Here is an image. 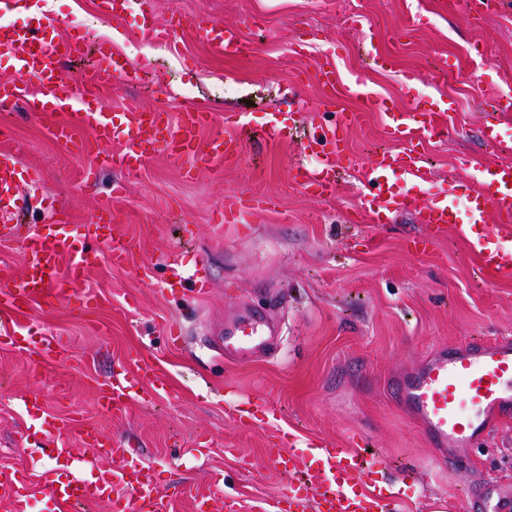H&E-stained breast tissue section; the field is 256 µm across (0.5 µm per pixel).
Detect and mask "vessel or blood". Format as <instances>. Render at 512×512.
<instances>
[{"label": "vessel or blood", "instance_id": "obj_1", "mask_svg": "<svg viewBox=\"0 0 512 512\" xmlns=\"http://www.w3.org/2000/svg\"><path fill=\"white\" fill-rule=\"evenodd\" d=\"M21 9L29 12V22L21 27L1 25L0 47L13 51L19 74L42 89L54 110L75 111L79 122L91 129L98 141L123 145V152L107 156V163L129 170L153 150L180 162L189 174L204 163L240 157L242 146L234 136L201 138L200 131L208 124L209 116L195 107L186 109L175 123L164 113L145 108L127 109L116 121L106 108L85 109L79 85L131 83L137 78L136 68L121 60L119 54L104 49L92 69L82 79H74L61 66L74 46L57 38L55 20L39 10L36 0H0L1 14ZM196 30L215 52L244 54L249 50L238 28L221 21L199 22ZM315 77L327 102L335 103L340 93L335 64H318ZM490 108L480 135L492 154L491 160L464 159L463 175L425 200L420 192L431 184L432 171L412 143L421 134L440 132L442 123L452 122L456 103L449 98L433 107L420 101L404 110L384 107L391 137L405 142L407 148L382 153L373 161L371 188L360 196L359 206L378 224L387 223L390 214L411 213L418 223L434 231L461 233L477 252L483 274L491 280L512 272V164L504 160L512 153V135L504 133L497 121L499 115L512 112V95L495 96ZM362 119V113L344 111L336 127H323L309 136L306 148L318 165L312 169L298 167L303 188L322 195L335 191L347 160L344 134ZM17 167L12 153L0 151L1 242L14 238L15 222L27 207L19 190ZM458 199L469 203L473 223H459L454 205ZM490 212L497 217L499 228L487 224ZM68 223L62 212L51 211L41 230L26 239L23 274L0 271V314L18 319L32 303H50L61 294L75 291L100 253H107L114 264L126 262L127 248L113 236L110 225H101L98 246L92 249L85 236L67 232ZM64 259L69 262L65 269L60 266ZM278 336L267 309L248 306L240 317L213 331L210 346L219 353L252 357L275 350ZM23 344L29 354L39 357H61L66 350L61 339L44 336L30 325L23 328ZM158 382L157 375L146 368L135 376L112 377L100 388L99 405L113 414L125 413L128 402L139 397L142 384L154 388ZM390 393L421 425L431 445L438 448V461L457 465L462 451L475 447L499 422L512 418V336L438 349L418 367L394 377ZM78 434L98 456L115 457L119 463L110 469H91L83 478L62 472L48 479L56 512H75L78 505L87 502L105 503L110 512H161L155 472L144 465L138 448L104 443L83 425ZM312 453L316 470L300 488L289 491L277 512H307L313 502L318 512H388V497L382 490L367 488L363 481L370 462L360 451L333 448L321 441L314 444ZM273 464L292 473L302 470L306 462L299 449L288 448L274 456ZM17 482L15 471L0 468V491L9 496L10 512H27V497L19 492ZM473 508L475 512H512V490L484 483L474 495Z\"/></svg>", "mask_w": 512, "mask_h": 512}]
</instances>
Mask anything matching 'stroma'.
I'll use <instances>...</instances> for the list:
<instances>
[{"instance_id":"35a3bbf8","label":"stroma","mask_w":512,"mask_h":512,"mask_svg":"<svg viewBox=\"0 0 512 512\" xmlns=\"http://www.w3.org/2000/svg\"><path fill=\"white\" fill-rule=\"evenodd\" d=\"M97 4L47 0L60 38L77 49L68 70L83 74L104 45L126 54L141 79L83 89L87 107L118 114L140 106L175 118L191 104L212 115L203 137L229 131L244 148L238 162L202 165L190 179L152 152L128 176L102 163L119 145L98 142L82 125H74L71 144L58 143L30 105L35 85L24 102L0 106V151L15 154L21 174L40 175L27 193L51 201L79 231L111 204L118 235L131 245L124 264L89 269L81 288L89 306L71 295L28 310L44 335L66 342V362L0 346V467L27 478L29 512H54L45 478L57 453L75 472L93 460L113 467L80 441V424L142 448L165 512H191L197 495L234 498L239 512H273L291 479L271 459L308 440L377 453L390 512H472L476 485L512 486V420L469 449L465 469L451 471L435 465L437 451L422 428L387 394L393 376L440 346L512 335V274L484 282L464 237L428 235L402 214L376 224L356 205L375 154L392 146L376 99L401 107L418 96L459 99L456 125L422 141L433 171L427 194L460 176L458 158L485 157L478 137L485 101L512 92V9L477 13L459 2L446 10L442 0H145L101 22ZM355 8L367 19L360 30L348 24ZM146 10L160 26L179 14L238 26L254 51L217 54L189 30L176 48L160 46L143 27ZM419 14L427 26L413 27ZM396 41L403 46L396 69L372 70L369 50ZM474 43L493 60L467 54ZM452 51L457 66L439 82L438 67ZM322 56L335 60L345 83L364 87L343 100L364 118L347 134L357 163L341 173L331 197L309 195L293 181L294 165L316 163L303 142L277 143L265 127L275 110L307 133L328 123L313 77ZM228 85L236 95L225 94ZM235 112L241 125L227 127L225 114ZM232 195L259 206L225 219ZM170 253L180 256L187 278L168 272ZM199 280L206 293H198ZM243 304L277 319L275 353L240 361L207 344L209 328ZM137 364L158 375L160 393L132 401L119 417L102 412L100 385ZM33 395L36 412L26 405ZM240 403L251 404L254 416L236 418L232 407ZM40 411L60 419L55 440L39 433Z\"/></svg>"}]
</instances>
